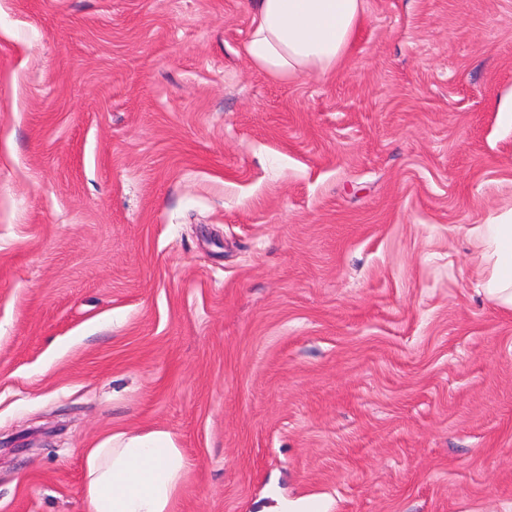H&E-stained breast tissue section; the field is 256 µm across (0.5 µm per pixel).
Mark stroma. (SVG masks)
I'll return each instance as SVG.
<instances>
[{
  "mask_svg": "<svg viewBox=\"0 0 512 512\" xmlns=\"http://www.w3.org/2000/svg\"><path fill=\"white\" fill-rule=\"evenodd\" d=\"M247 0H0V512L166 433L174 512H512V0H367L277 80ZM469 232L476 243L470 267L478 288L512 311V209L488 224H476Z\"/></svg>",
  "mask_w": 512,
  "mask_h": 512,
  "instance_id": "35a3bbf8",
  "label": "stroma"
}]
</instances>
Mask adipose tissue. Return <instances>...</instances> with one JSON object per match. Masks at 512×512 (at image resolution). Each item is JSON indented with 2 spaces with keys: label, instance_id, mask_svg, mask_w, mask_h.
I'll return each instance as SVG.
<instances>
[{
  "label": "adipose tissue",
  "instance_id": "adipose-tissue-1",
  "mask_svg": "<svg viewBox=\"0 0 512 512\" xmlns=\"http://www.w3.org/2000/svg\"><path fill=\"white\" fill-rule=\"evenodd\" d=\"M244 44L252 64L275 79L326 76L349 57L365 0H249ZM471 272L485 295L512 311V210L470 229ZM190 462L155 434L119 448L83 452L85 512H172Z\"/></svg>",
  "mask_w": 512,
  "mask_h": 512
}]
</instances>
